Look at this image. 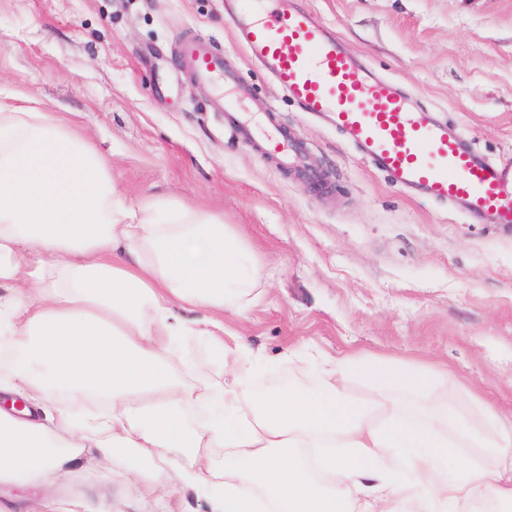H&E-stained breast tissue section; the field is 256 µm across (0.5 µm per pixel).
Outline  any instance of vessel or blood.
I'll use <instances>...</instances> for the list:
<instances>
[{
  "mask_svg": "<svg viewBox=\"0 0 512 512\" xmlns=\"http://www.w3.org/2000/svg\"><path fill=\"white\" fill-rule=\"evenodd\" d=\"M224 5L238 16L236 45L263 62L302 111L340 131L390 182L430 199L458 202L472 215L512 228V153L491 159L462 148L459 133L415 109L396 86L378 80L333 33L288 0ZM177 54L195 78L231 86L220 103L227 124L238 128L247 84L225 74L222 56L202 39H184ZM251 143L258 152L278 156L284 169L307 166L281 130L252 137Z\"/></svg>",
  "mask_w": 512,
  "mask_h": 512,
  "instance_id": "obj_1",
  "label": "vessel or blood"
}]
</instances>
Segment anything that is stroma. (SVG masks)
<instances>
[{
  "label": "stroma",
  "instance_id": "obj_1",
  "mask_svg": "<svg viewBox=\"0 0 512 512\" xmlns=\"http://www.w3.org/2000/svg\"><path fill=\"white\" fill-rule=\"evenodd\" d=\"M489 158L512 153V0H294ZM199 36L250 87L241 116L275 122L326 171L318 186L225 129L215 84L177 60ZM38 100L106 156L128 200L167 196L223 217L257 259L260 299L224 323L261 356L255 380L295 381L323 352L452 372L437 388L471 425L512 415V230L407 195L336 130L288 100L235 45L223 0H0V102ZM131 460L78 463L49 485L63 512H138Z\"/></svg>",
  "mask_w": 512,
  "mask_h": 512
}]
</instances>
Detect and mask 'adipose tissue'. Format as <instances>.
Segmentation results:
<instances>
[{
  "instance_id": "adipose-tissue-1",
  "label": "adipose tissue",
  "mask_w": 512,
  "mask_h": 512,
  "mask_svg": "<svg viewBox=\"0 0 512 512\" xmlns=\"http://www.w3.org/2000/svg\"><path fill=\"white\" fill-rule=\"evenodd\" d=\"M260 279L220 216L163 196L126 201L107 158L55 113L0 105V396L26 403L19 417L0 409V485L134 452L167 467L141 512L189 491L211 512L512 502V419L488 407V432L464 427L434 395L447 371L343 356L313 388L256 389L259 358L225 342L224 314L255 304ZM190 340L210 361H186ZM97 399L109 409L88 410ZM214 447L235 458L220 482ZM460 448L478 459L460 461Z\"/></svg>"
}]
</instances>
